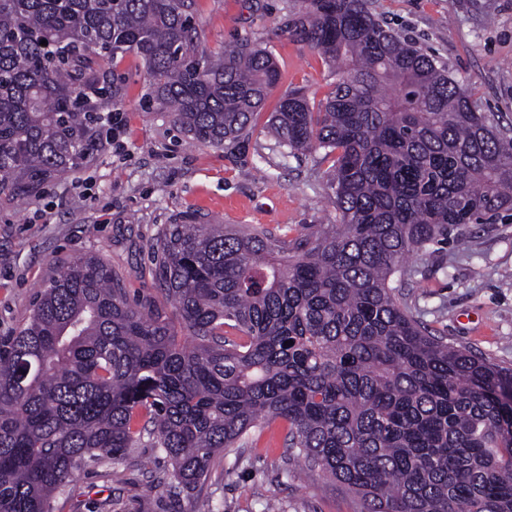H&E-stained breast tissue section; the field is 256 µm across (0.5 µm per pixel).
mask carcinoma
I'll return each mask as SVG.
<instances>
[{
    "label": "carcinoma",
    "mask_w": 512,
    "mask_h": 512,
    "mask_svg": "<svg viewBox=\"0 0 512 512\" xmlns=\"http://www.w3.org/2000/svg\"><path fill=\"white\" fill-rule=\"evenodd\" d=\"M301 3L286 27L322 56L330 91L316 106L282 94L269 131L286 157H333L338 229L166 224L158 296L141 300L98 256L61 267L0 339V512H53L74 471L144 440L172 465L154 487L177 497L276 419L288 455L356 512H512V369L400 301L448 228L512 209V128L367 0ZM193 5L0 0L1 202L89 156L128 53L146 67L144 105L192 139H250L277 64L248 42L200 48Z\"/></svg>",
    "instance_id": "obj_1"
}]
</instances>
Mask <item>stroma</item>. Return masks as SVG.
<instances>
[{"instance_id": "obj_1", "label": "stroma", "mask_w": 512, "mask_h": 512, "mask_svg": "<svg viewBox=\"0 0 512 512\" xmlns=\"http://www.w3.org/2000/svg\"><path fill=\"white\" fill-rule=\"evenodd\" d=\"M293 0H196L200 43L207 51L248 41L266 47L280 70L276 92L255 119L245 145L215 148L192 140L168 113L143 107L142 59L128 54L117 110L121 133L43 193L0 207V337L25 323L37 291L63 264L100 256L131 297L154 292L152 246L163 225L183 216L207 224L269 229L334 224L323 152L282 157L265 125L278 96L304 88L311 103L330 90L321 56L297 42L285 19ZM373 14L467 84L483 111L512 125V0H369ZM423 265L403 302L436 336L512 368V211L489 224H463ZM284 421L255 428L245 447L217 452L205 487L171 496L151 476L170 470L149 445L120 461L76 472L57 512H353L351 494L322 472L290 461Z\"/></svg>"}]
</instances>
